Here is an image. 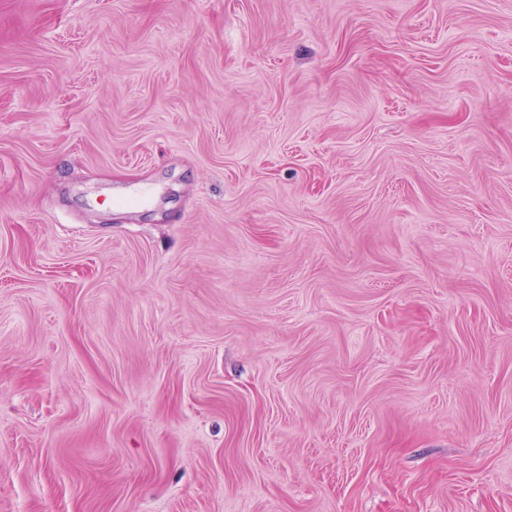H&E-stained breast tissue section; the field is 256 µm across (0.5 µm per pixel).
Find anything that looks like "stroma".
<instances>
[{"mask_svg":"<svg viewBox=\"0 0 512 512\" xmlns=\"http://www.w3.org/2000/svg\"><path fill=\"white\" fill-rule=\"evenodd\" d=\"M0 512H512V0H0Z\"/></svg>","mask_w":512,"mask_h":512,"instance_id":"1","label":"stroma"}]
</instances>
